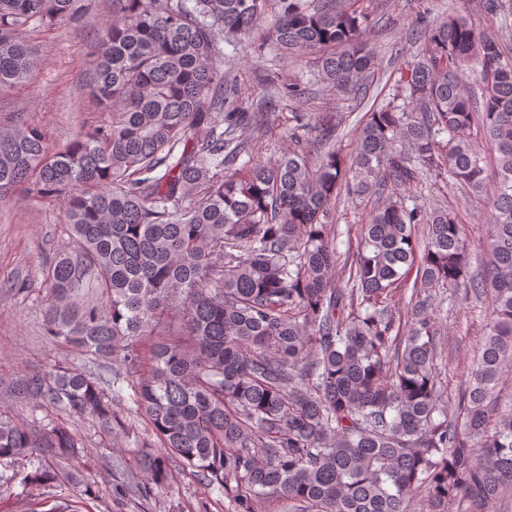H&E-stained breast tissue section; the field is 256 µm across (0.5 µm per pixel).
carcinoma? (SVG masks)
<instances>
[{
  "label": "carcinoma",
  "instance_id": "obj_1",
  "mask_svg": "<svg viewBox=\"0 0 512 512\" xmlns=\"http://www.w3.org/2000/svg\"><path fill=\"white\" fill-rule=\"evenodd\" d=\"M360 2L112 0L90 84L112 123L60 148L36 125L0 130V200L22 185L63 199L79 243L47 272L44 330L96 363L25 375L11 393L92 420L114 448L149 449L139 497L165 488L175 461L236 512L268 496L287 512H408L418 492L430 512H496L512 498V396L500 395L512 376V63L498 40L458 15L425 18L424 55L398 68L351 161L329 125L316 168L299 147L239 163L261 124L236 105L217 32L252 36L271 9L273 33L254 48L314 56L330 88L364 97L376 58ZM76 4L0 0V94L34 79L27 32L69 22ZM304 94L300 78L279 90ZM481 142L495 153L492 180ZM425 173L492 195L483 269L469 271L447 208L405 194ZM349 177L383 199L338 288L327 217ZM412 272L404 317L394 296ZM461 287L488 303V321L451 411L435 378L433 292ZM84 448L63 421L0 414V462L37 455L27 481L72 477L43 461Z\"/></svg>",
  "mask_w": 512,
  "mask_h": 512
}]
</instances>
